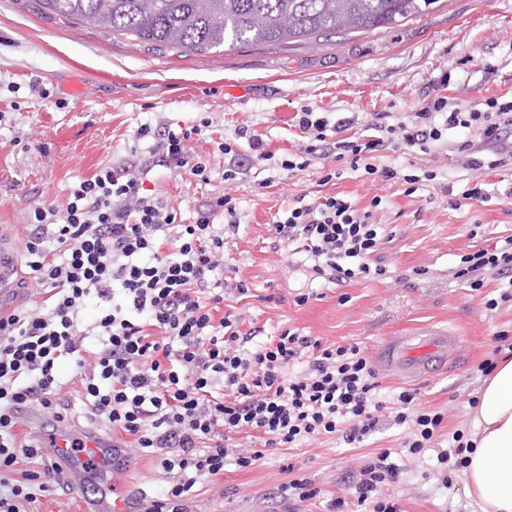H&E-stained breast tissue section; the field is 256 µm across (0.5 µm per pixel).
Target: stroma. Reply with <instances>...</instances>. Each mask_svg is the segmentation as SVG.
<instances>
[{
  "label": "stroma",
  "instance_id": "35a3bbf8",
  "mask_svg": "<svg viewBox=\"0 0 512 512\" xmlns=\"http://www.w3.org/2000/svg\"><path fill=\"white\" fill-rule=\"evenodd\" d=\"M447 85H440V77ZM512 93V0H440L438 8L401 26L350 39L315 44L251 45L204 56L186 55L146 42L128 41L102 29L74 24L48 12L41 0H0V235L22 251L31 204L65 207L69 192L107 164L138 154L148 158L152 139L137 140L144 124L179 129L209 118L240 153L242 172L224 184V159L202 140L190 146L209 155V184L154 168L146 183L153 194L180 206L184 220L211 196L231 191L240 226L224 246V282L245 281L247 298L227 297L243 321L241 331L262 343L293 329L322 346L358 345L374 356L383 342L432 326H448L463 338L458 361L447 371L409 382L378 371L385 407L379 430L357 446L334 437L269 448L248 468L227 466L224 475L193 488L196 512H278V487L305 478L317 497L287 504V512H331L332 498H348L369 457L390 450L396 483L380 494L401 512H477L462 469L440 476L436 456L453 434L471 438L472 401L485 382L477 365L490 357L496 335L512 340V305L487 310V299L507 286L488 277L474 291L448 271L460 255L512 236V172L486 174L499 194L485 202L465 199L474 178L455 153L410 156L390 150L376 166L408 165L436 171L434 181L407 192L403 181H381L363 171L336 169L330 158L312 157L296 177L278 181L270 162L254 160L246 126L275 156L297 152L303 140L293 117L300 107L370 121L376 112H413L429 94L462 106ZM336 193L358 207L381 204L373 220L387 236L375 254L390 276L380 282L312 286L305 268L293 266L286 245L269 226L276 211L296 197ZM314 295L295 305L300 289ZM413 389L415 409L444 420L432 448L407 452L409 429L395 425L393 397Z\"/></svg>",
  "mask_w": 512,
  "mask_h": 512
}]
</instances>
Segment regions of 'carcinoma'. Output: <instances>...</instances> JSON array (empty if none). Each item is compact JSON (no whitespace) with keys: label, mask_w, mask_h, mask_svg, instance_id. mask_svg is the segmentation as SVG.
I'll return each instance as SVG.
<instances>
[{"label":"carcinoma","mask_w":512,"mask_h":512,"mask_svg":"<svg viewBox=\"0 0 512 512\" xmlns=\"http://www.w3.org/2000/svg\"><path fill=\"white\" fill-rule=\"evenodd\" d=\"M440 0H42L114 36L196 55L387 30Z\"/></svg>","instance_id":"1"}]
</instances>
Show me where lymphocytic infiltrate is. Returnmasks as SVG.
Wrapping results in <instances>:
<instances>
[{"mask_svg":"<svg viewBox=\"0 0 512 512\" xmlns=\"http://www.w3.org/2000/svg\"><path fill=\"white\" fill-rule=\"evenodd\" d=\"M353 123L303 108L296 125L305 146L278 160L249 128L237 135L256 160L274 161L286 178L317 154L413 186L435 180L434 170L419 167L402 176L373 165L374 154H429L444 146L474 174L512 170V97H489L466 109L436 96L396 117L375 113L361 134L352 133ZM211 126L205 118L165 131L155 144L158 166L209 183V159L188 142ZM147 176L133 162L106 165L72 188L64 208H29L20 284L35 297L0 314V512H33L38 493L62 473L40 443L18 440L15 429L34 404L45 420L60 418L65 358L81 377L88 417L133 436L136 450L153 456L164 476L160 494L143 497L138 512H191L189 496L199 481L222 475L231 463L252 466L265 449L321 435L352 445L377 429L383 403L376 373L358 346L325 347L286 330L246 348L239 317L224 310V233L240 224L236 197L210 198L187 223L179 208L148 192ZM379 205L375 198L359 209L326 194L275 213L272 228L279 241L305 254L325 284L378 282L388 273L372 259L384 237L383 225L372 220ZM490 273H512V236L462 254L451 270L475 291ZM90 303L97 315L87 325L80 313ZM304 354L305 369L291 371ZM414 399L413 392L398 393L394 421L411 424L405 446L418 454L430 447L443 416L410 414ZM241 434L261 440V447L241 450L234 441ZM398 477L389 452L377 453L354 485L358 504L399 512L378 496L379 487Z\"/></svg>","mask_w":512,"mask_h":512,"instance_id":"1","label":"lymphocytic infiltrate"}]
</instances>
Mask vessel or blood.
Instances as JSON below:
<instances>
[{"mask_svg":"<svg viewBox=\"0 0 512 512\" xmlns=\"http://www.w3.org/2000/svg\"><path fill=\"white\" fill-rule=\"evenodd\" d=\"M462 342L458 333L445 327H430L409 336H399L381 345L377 359L382 368L407 380H420L447 370ZM44 447L53 449L64 462L71 481L83 483L88 462L102 460L107 441L94 430L73 434L62 422L41 434Z\"/></svg>","mask_w":512,"mask_h":512,"instance_id":"obj_1","label":"vessel or blood"}]
</instances>
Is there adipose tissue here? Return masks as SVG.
Returning a JSON list of instances; mask_svg holds the SVG:
<instances>
[{
    "label": "adipose tissue",
    "mask_w": 512,
    "mask_h": 512,
    "mask_svg": "<svg viewBox=\"0 0 512 512\" xmlns=\"http://www.w3.org/2000/svg\"><path fill=\"white\" fill-rule=\"evenodd\" d=\"M474 413L478 431L465 454L467 494L480 512H512V358L495 366Z\"/></svg>",
    "instance_id": "ef3b65f1"
}]
</instances>
